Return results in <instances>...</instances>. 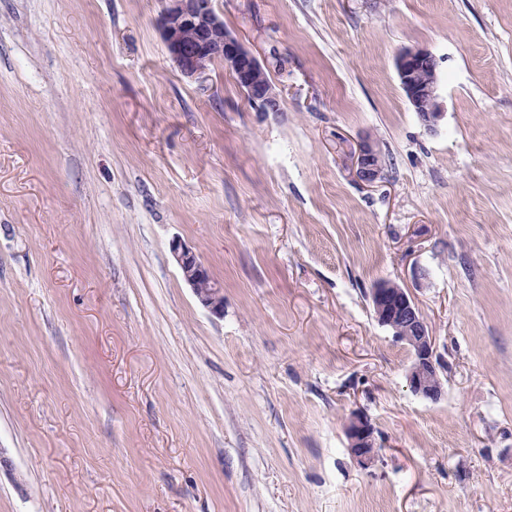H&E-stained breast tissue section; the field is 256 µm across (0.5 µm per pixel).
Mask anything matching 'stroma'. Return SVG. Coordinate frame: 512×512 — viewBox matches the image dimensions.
<instances>
[{
  "mask_svg": "<svg viewBox=\"0 0 512 512\" xmlns=\"http://www.w3.org/2000/svg\"><path fill=\"white\" fill-rule=\"evenodd\" d=\"M214 6L280 111L222 64L183 77L162 0H0V512H512V0ZM414 47L434 134L397 75ZM383 280L440 402L375 319ZM400 84L419 121L429 133L438 129L444 116L438 93V61L426 48H408L396 60ZM357 177L364 183L373 184L381 176L382 161L378 145L367 136L361 140L355 153ZM173 259L183 280L193 289L194 294L213 315H224V292L211 278L206 266L188 246L172 242ZM377 322L390 329L411 352L407 372L410 390L426 400L438 402L444 391L439 376L440 363L428 326L408 288L381 281L371 290ZM345 432L350 455L361 468L369 469L378 455L375 429L371 421L362 412H354L346 422Z\"/></svg>",
  "mask_w": 512,
  "mask_h": 512,
  "instance_id": "35a3bbf8",
  "label": "stroma"
}]
</instances>
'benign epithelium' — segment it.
<instances>
[{
    "label": "benign epithelium",
    "instance_id": "obj_1",
    "mask_svg": "<svg viewBox=\"0 0 512 512\" xmlns=\"http://www.w3.org/2000/svg\"><path fill=\"white\" fill-rule=\"evenodd\" d=\"M161 37L170 59L187 78L198 77L219 62L224 65L248 102L260 112L281 111L280 94L267 77V66L224 26L213 0H164L159 17ZM400 84L419 121L429 133L438 129L444 116L438 93V61L426 48H408L396 60ZM357 177L373 184L381 176L378 145L367 136L355 153ZM173 259L183 280L212 314L224 316V292L211 278L206 266L188 246L174 242ZM377 322L403 342L411 352L407 372L410 390L431 402L442 399L440 363L428 326L409 290L391 281H381L371 290ZM348 450L363 469L378 455L375 429L361 412L352 413L345 425Z\"/></svg>",
    "mask_w": 512,
    "mask_h": 512
}]
</instances>
